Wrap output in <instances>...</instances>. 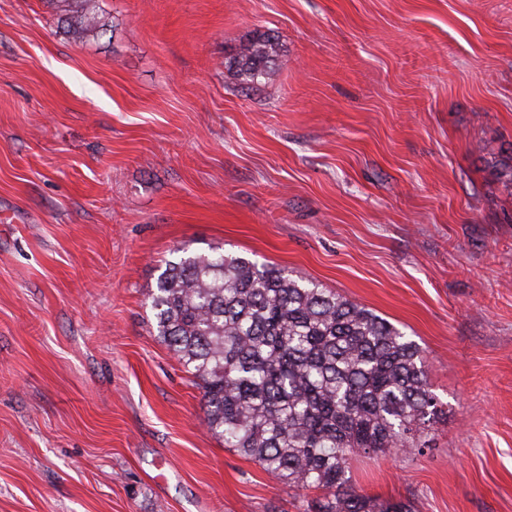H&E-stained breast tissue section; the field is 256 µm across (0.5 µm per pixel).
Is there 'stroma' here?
Instances as JSON below:
<instances>
[{
    "label": "stroma",
    "mask_w": 512,
    "mask_h": 512,
    "mask_svg": "<svg viewBox=\"0 0 512 512\" xmlns=\"http://www.w3.org/2000/svg\"><path fill=\"white\" fill-rule=\"evenodd\" d=\"M0 0V512H306L154 330L168 262L313 280L423 349L442 413L357 489L512 512V0ZM274 33L271 80L225 66ZM67 12L63 18L64 25L71 38L84 41L103 33L105 23L95 9L94 0H60Z\"/></svg>",
    "instance_id": "obj_1"
}]
</instances>
